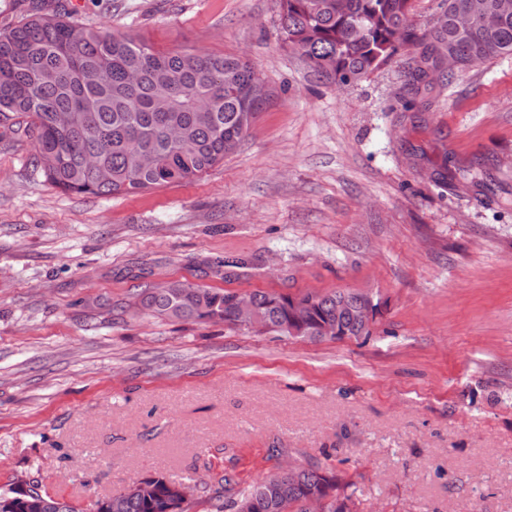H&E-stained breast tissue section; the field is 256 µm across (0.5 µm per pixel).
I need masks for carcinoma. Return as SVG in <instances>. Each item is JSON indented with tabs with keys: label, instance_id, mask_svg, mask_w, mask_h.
I'll list each match as a JSON object with an SVG mask.
<instances>
[{
	"label": "carcinoma",
	"instance_id": "1",
	"mask_svg": "<svg viewBox=\"0 0 512 512\" xmlns=\"http://www.w3.org/2000/svg\"><path fill=\"white\" fill-rule=\"evenodd\" d=\"M501 0H444L443 13L424 30L413 20V0H279L285 45L320 77L355 84L393 58L410 54L407 85L434 89L431 73L448 79L495 58L512 56V10ZM470 16L459 31L453 16ZM457 58L445 70L448 54ZM252 64L240 57L188 51L158 52L107 29L75 24L65 12L33 6L28 18L0 34V124L26 118L36 161L64 192L108 196L191 181L224 160L249 134L263 107L248 99ZM367 291L336 289L297 295L249 294L261 332L288 335L293 301L306 305L307 334L333 327V340L368 338L372 326L358 316ZM237 293L173 280L145 285L134 305L171 321L236 324ZM148 497L124 498L123 512H187L169 501L171 480L152 476ZM278 485L270 497L266 489ZM352 483L333 465L309 463L271 474L234 494L209 497L211 512H307L314 493L325 512H346ZM35 493L41 512H75L48 494ZM0 512H28L13 487L0 489Z\"/></svg>",
	"mask_w": 512,
	"mask_h": 512
}]
</instances>
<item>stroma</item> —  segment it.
Instances as JSON below:
<instances>
[{"label": "stroma", "mask_w": 512, "mask_h": 512, "mask_svg": "<svg viewBox=\"0 0 512 512\" xmlns=\"http://www.w3.org/2000/svg\"><path fill=\"white\" fill-rule=\"evenodd\" d=\"M157 51L241 55L269 87L200 177L76 194L0 127V488L76 512L155 475L243 489L346 470L359 512H512V57L430 108L391 62L338 86L284 46L277 0H45ZM470 171L479 186L454 187ZM257 259L227 278L215 258ZM368 290L369 339L309 342L138 312L144 283Z\"/></svg>", "instance_id": "35a3bbf8"}]
</instances>
